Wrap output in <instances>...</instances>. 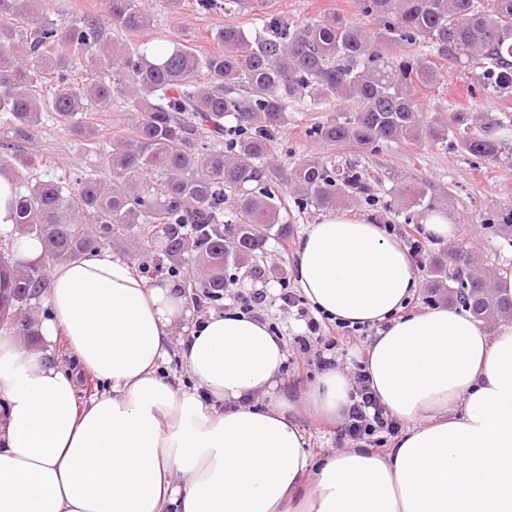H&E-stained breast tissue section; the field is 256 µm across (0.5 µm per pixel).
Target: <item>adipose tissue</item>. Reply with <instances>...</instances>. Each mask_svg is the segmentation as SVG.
<instances>
[{
    "label": "adipose tissue",
    "instance_id": "1",
    "mask_svg": "<svg viewBox=\"0 0 512 512\" xmlns=\"http://www.w3.org/2000/svg\"><path fill=\"white\" fill-rule=\"evenodd\" d=\"M16 193L0 173V235L37 263L41 242L15 232ZM291 263L313 306L374 328L366 372L402 425L389 448L312 468L295 415L342 420L348 374L325 370L290 398L286 343L264 320L236 307L190 319L175 283L99 250L51 269L38 346L0 332V512H512V321L407 309L417 262L351 211L307 225ZM184 321L191 390L161 375ZM81 371L105 385L83 402Z\"/></svg>",
    "mask_w": 512,
    "mask_h": 512
}]
</instances>
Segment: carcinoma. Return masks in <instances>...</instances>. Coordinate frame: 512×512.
Returning a JSON list of instances; mask_svg holds the SVG:
<instances>
[{
  "mask_svg": "<svg viewBox=\"0 0 512 512\" xmlns=\"http://www.w3.org/2000/svg\"><path fill=\"white\" fill-rule=\"evenodd\" d=\"M42 2L0 0V149L33 139L48 108L83 139L86 112L116 100L133 103L140 119L132 135L109 143L110 181L80 175L29 184L18 177L15 223L20 234L42 242L44 260L25 264L10 255L11 242H0V278L11 301L6 324L45 295L51 266L122 241L133 261L162 252L156 272L171 277L191 261L195 301L218 297L228 264L249 266L269 239H288L282 203L264 186L257 161L271 155L294 104L318 107L333 97L356 104L351 115L311 129L328 146L365 153L392 142L449 143L488 161L512 151L499 119L485 113L475 125L464 112L428 119L418 98L419 89L442 77L435 57L465 58L480 65L483 89L512 92V0H357L358 22L271 16L267 35L252 41L226 23L216 32L221 50L199 55L169 40L157 64L105 34L107 23L125 32L148 27L144 0H104V14L67 26L51 20ZM84 55L98 66L76 86L67 72ZM238 87L245 93L234 94ZM281 180L300 203L319 209L372 192L356 169L320 156L299 160ZM252 183L262 187L248 188ZM228 192L241 215L235 224L224 223ZM402 199L411 208L429 207L419 184L405 186ZM458 251L462 269L430 256L427 287L468 301L483 323L512 318V301L498 297L477 269L483 257L473 248Z\"/></svg>",
  "mask_w": 512,
  "mask_h": 512,
  "instance_id": "obj_1",
  "label": "carcinoma"
}]
</instances>
